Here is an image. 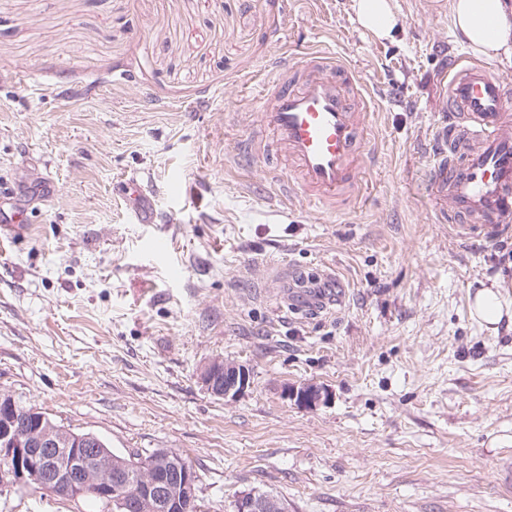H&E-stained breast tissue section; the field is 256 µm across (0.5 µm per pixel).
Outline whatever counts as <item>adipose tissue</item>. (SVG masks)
I'll return each instance as SVG.
<instances>
[{"instance_id":"1","label":"adipose tissue","mask_w":512,"mask_h":512,"mask_svg":"<svg viewBox=\"0 0 512 512\" xmlns=\"http://www.w3.org/2000/svg\"><path fill=\"white\" fill-rule=\"evenodd\" d=\"M361 25L378 37H392L398 23L390 0H353ZM458 41L475 53L495 58L512 52V11L504 0H451Z\"/></svg>"}]
</instances>
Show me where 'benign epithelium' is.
<instances>
[{
    "instance_id": "7a95c632",
    "label": "benign epithelium",
    "mask_w": 512,
    "mask_h": 512,
    "mask_svg": "<svg viewBox=\"0 0 512 512\" xmlns=\"http://www.w3.org/2000/svg\"><path fill=\"white\" fill-rule=\"evenodd\" d=\"M202 381L211 394L227 399L248 388L250 372L241 364L214 361L202 373ZM284 396L314 407L326 402L330 393L321 385L304 383L285 386ZM96 443L98 440L91 434L57 436L49 424L30 433L6 425L0 430V456L13 460L14 465L0 474V483H34L43 487L59 482L67 486L70 497H81L87 493L81 476L91 462L87 448ZM193 483L192 468L180 460L164 457L154 460L149 475L140 480L132 495L122 496L120 501L125 509L135 500L146 499L154 503L156 512H177L181 494L192 490ZM234 508L235 512H284L278 500L254 492L242 494Z\"/></svg>"
}]
</instances>
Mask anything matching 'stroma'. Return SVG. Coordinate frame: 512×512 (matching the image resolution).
<instances>
[{"label": "stroma", "mask_w": 512, "mask_h": 512, "mask_svg": "<svg viewBox=\"0 0 512 512\" xmlns=\"http://www.w3.org/2000/svg\"><path fill=\"white\" fill-rule=\"evenodd\" d=\"M451 0H0V394L121 454L179 452L201 512H512V233L463 239L429 191ZM324 43L368 87L364 194L329 213L239 149L271 67ZM124 75L121 84L114 75ZM138 173L149 224L123 183ZM331 272L315 308L302 277ZM495 290L498 323L472 311ZM246 366L233 399L202 370ZM330 391L306 408L284 386ZM0 512H112L35 485ZM390 1L392 0H353L352 6L361 25L380 38H389L398 23ZM235 512H284V508L273 497L254 492L242 494L234 504Z\"/></svg>", "instance_id": "stroma-1"}]
</instances>
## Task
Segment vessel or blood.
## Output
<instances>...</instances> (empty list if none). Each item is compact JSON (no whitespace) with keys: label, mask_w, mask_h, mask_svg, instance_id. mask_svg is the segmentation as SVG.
Here are the masks:
<instances>
[{"label":"vessel or blood","mask_w":512,"mask_h":512,"mask_svg":"<svg viewBox=\"0 0 512 512\" xmlns=\"http://www.w3.org/2000/svg\"><path fill=\"white\" fill-rule=\"evenodd\" d=\"M257 116L292 164L276 175L289 193L332 210L359 191L369 114L353 72L335 53L316 50L279 66ZM436 137L443 151L430 172L431 193L446 203L453 228L496 237L512 223V80L485 61L454 58Z\"/></svg>","instance_id":"vessel-or-blood-1"}]
</instances>
